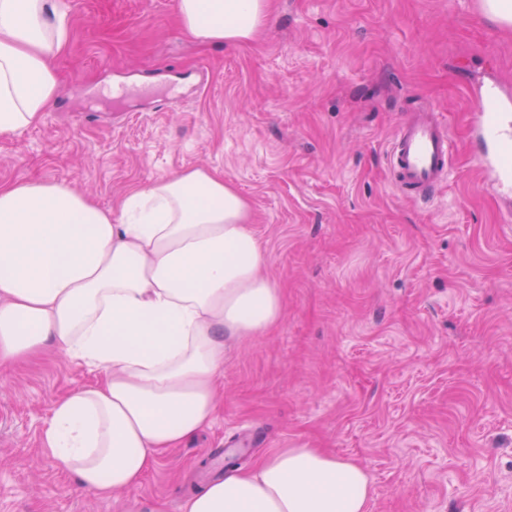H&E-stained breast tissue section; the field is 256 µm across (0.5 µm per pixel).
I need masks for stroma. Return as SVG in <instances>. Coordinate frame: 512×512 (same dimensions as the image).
<instances>
[{"label":"stroma","instance_id":"1","mask_svg":"<svg viewBox=\"0 0 512 512\" xmlns=\"http://www.w3.org/2000/svg\"><path fill=\"white\" fill-rule=\"evenodd\" d=\"M58 94L0 135V184L64 183L110 208L192 167L249 201L284 315L230 345L218 414L135 488L77 493L41 448L100 371L54 349L0 367V512H182L277 448L362 465L368 512H512V201L473 159L476 92L512 97V27L480 0H271L252 41L204 44L176 0H68ZM449 123L425 201L387 155L412 111Z\"/></svg>","mask_w":512,"mask_h":512}]
</instances>
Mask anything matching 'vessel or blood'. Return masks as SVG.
<instances>
[{"label":"vessel or blood","instance_id":"obj_1","mask_svg":"<svg viewBox=\"0 0 512 512\" xmlns=\"http://www.w3.org/2000/svg\"><path fill=\"white\" fill-rule=\"evenodd\" d=\"M480 106L473 130L480 150L475 156L478 168L498 189L512 193V162L502 150L512 143V101L494 88L479 96ZM452 135L432 112L409 114L395 133L389 163L398 187L410 198L425 200L451 171Z\"/></svg>","mask_w":512,"mask_h":512}]
</instances>
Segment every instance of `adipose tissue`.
<instances>
[{
    "instance_id": "ef3b65f1",
    "label": "adipose tissue",
    "mask_w": 512,
    "mask_h": 512,
    "mask_svg": "<svg viewBox=\"0 0 512 512\" xmlns=\"http://www.w3.org/2000/svg\"><path fill=\"white\" fill-rule=\"evenodd\" d=\"M268 0H176L205 43L252 40ZM68 42L64 0H0V134L39 124ZM250 206L209 169L156 179L105 210L61 183L0 184V366L48 347L100 370L56 402L41 447L102 498L215 418L224 349L279 323ZM357 462L278 448L185 498L182 512H367Z\"/></svg>"
}]
</instances>
